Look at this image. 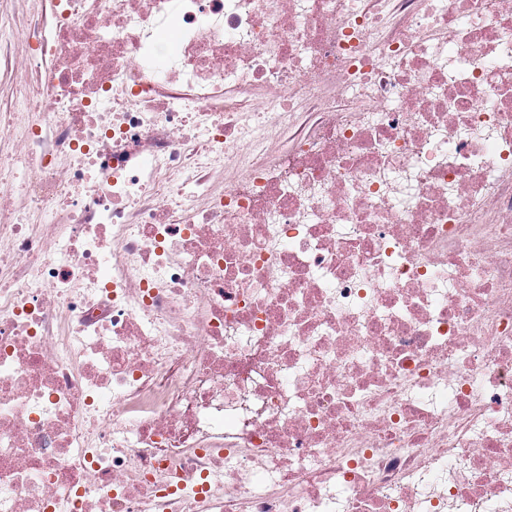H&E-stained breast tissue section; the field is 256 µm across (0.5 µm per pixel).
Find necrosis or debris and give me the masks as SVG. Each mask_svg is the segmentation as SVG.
Instances as JSON below:
<instances>
[{
  "label": "necrosis or debris",
  "instance_id": "1",
  "mask_svg": "<svg viewBox=\"0 0 512 512\" xmlns=\"http://www.w3.org/2000/svg\"><path fill=\"white\" fill-rule=\"evenodd\" d=\"M0 512H512V0H10Z\"/></svg>",
  "mask_w": 512,
  "mask_h": 512
}]
</instances>
